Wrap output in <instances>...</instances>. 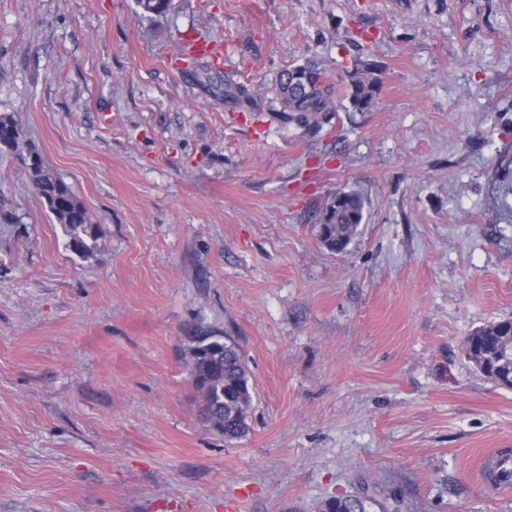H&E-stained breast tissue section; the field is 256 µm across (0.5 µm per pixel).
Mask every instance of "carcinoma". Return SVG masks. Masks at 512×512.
Instances as JSON below:
<instances>
[{"instance_id":"cac0c4a2","label":"carcinoma","mask_w":512,"mask_h":512,"mask_svg":"<svg viewBox=\"0 0 512 512\" xmlns=\"http://www.w3.org/2000/svg\"><path fill=\"white\" fill-rule=\"evenodd\" d=\"M172 0H137V6L149 16L169 12ZM379 65L369 59L359 60L349 73V100L357 112H367L377 103L380 89ZM277 113L285 124L293 123L310 134L322 130L336 112L332 86L326 71L306 62L280 72L275 84ZM224 102L246 112H260L262 107L251 90L224 74ZM13 142L16 164L28 173L36 194L57 223L65 228L68 247L83 258L92 255L97 234L86 207L73 188L45 163L41 149L24 132L21 123L10 114L0 115V139ZM365 200L355 190L338 191L326 203L323 228L330 250L341 252L364 220ZM512 330V318L482 326L466 340V357L476 370L498 386L512 390V365L502 363L500 339ZM197 353L191 356L193 387L197 391L211 428L228 440L244 436L249 430L252 384L243 353L233 341L222 336L198 337ZM327 512H367L361 497L335 498L327 503Z\"/></svg>"}]
</instances>
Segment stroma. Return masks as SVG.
Listing matches in <instances>:
<instances>
[{
  "mask_svg": "<svg viewBox=\"0 0 512 512\" xmlns=\"http://www.w3.org/2000/svg\"><path fill=\"white\" fill-rule=\"evenodd\" d=\"M193 39L222 59L174 62ZM310 59L337 106L316 135L270 111ZM4 113L98 241L76 256L0 157V512H512L478 469L512 449V390L463 351L512 316V0H0ZM350 189L337 253L317 226ZM208 334L251 376L237 440L192 386ZM379 65L369 59L358 60L349 73V100L357 112L370 111L380 89ZM224 102L246 112H261L263 108L257 96L251 90L234 80L233 76L224 75ZM364 210V197L355 190L338 191L330 198L321 221L330 250L341 252L345 249L364 220Z\"/></svg>",
  "mask_w": 512,
  "mask_h": 512,
  "instance_id": "35a3bbf8",
  "label": "stroma"
}]
</instances>
